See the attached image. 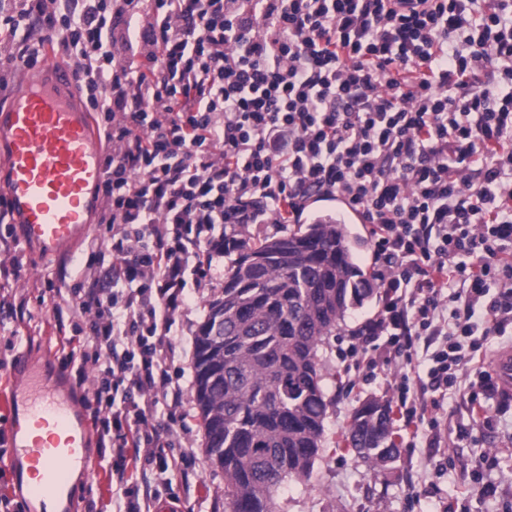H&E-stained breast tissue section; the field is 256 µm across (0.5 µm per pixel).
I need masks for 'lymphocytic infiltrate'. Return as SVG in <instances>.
Listing matches in <instances>:
<instances>
[{"label":"lymphocytic infiltrate","instance_id":"lymphocytic-infiltrate-1","mask_svg":"<svg viewBox=\"0 0 512 512\" xmlns=\"http://www.w3.org/2000/svg\"><path fill=\"white\" fill-rule=\"evenodd\" d=\"M405 2L0 0V65L56 44L112 145L93 244L114 260L59 366L97 369L115 512H150L170 469L187 286L228 227L301 223L314 195L361 211L385 305L357 339L408 364L435 346L408 417L455 386L464 338L512 325V0Z\"/></svg>","mask_w":512,"mask_h":512}]
</instances>
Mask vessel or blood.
Wrapping results in <instances>:
<instances>
[{
	"label": "vessel or blood",
	"mask_w": 512,
	"mask_h": 512,
	"mask_svg": "<svg viewBox=\"0 0 512 512\" xmlns=\"http://www.w3.org/2000/svg\"><path fill=\"white\" fill-rule=\"evenodd\" d=\"M50 80L22 75L21 92L0 107V194L16 215L24 242L45 256L74 254L89 232L104 173L99 138L75 104L71 70L49 57ZM493 369L512 389V349ZM11 384L0 388V434L7 468L25 512H74L75 485L95 460L89 425L60 368L17 349Z\"/></svg>",
	"instance_id": "vessel-or-blood-1"
}]
</instances>
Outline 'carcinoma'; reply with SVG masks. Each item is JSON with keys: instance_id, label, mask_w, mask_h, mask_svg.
Wrapping results in <instances>:
<instances>
[{"instance_id": "obj_1", "label": "carcinoma", "mask_w": 512, "mask_h": 512, "mask_svg": "<svg viewBox=\"0 0 512 512\" xmlns=\"http://www.w3.org/2000/svg\"><path fill=\"white\" fill-rule=\"evenodd\" d=\"M235 250L194 336L193 403L207 459L224 472V512H281L282 485L309 479L322 451L320 349L377 291L330 215L253 245L224 240ZM344 442L386 470L398 457L389 401L356 407Z\"/></svg>"}]
</instances>
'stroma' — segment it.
<instances>
[{
    "label": "stroma",
    "instance_id": "obj_1",
    "mask_svg": "<svg viewBox=\"0 0 512 512\" xmlns=\"http://www.w3.org/2000/svg\"><path fill=\"white\" fill-rule=\"evenodd\" d=\"M77 259L62 255L43 258L33 248H21L23 267L13 272L0 249V289L8 291L15 311L0 322V381L11 377L9 342L23 340L35 350L58 352L63 338L77 335L88 325L73 305L72 288L92 274L98 255L87 242L77 247ZM223 279L191 290L182 317L184 354L170 373L183 390L193 381V338L209 301L220 296ZM381 307L373 299L347 315L336 335L321 349L326 372L323 388L330 403L320 459L309 481L285 483L278 503L283 512H512V397L494 396L480 422L469 416V403L458 391H449L433 417L440 425L441 445L429 448V426L406 422L392 412L397 460L384 474L373 475L369 466L346 450L342 439L350 414L362 401L377 397L396 401L395 389L403 368L391 362L373 374L353 378L344 366L355 357L354 331ZM185 418L174 437V457L192 456L188 473L171 472L168 483L158 485L157 505H175L178 512H224V475L210 467L200 419L192 402L184 404ZM490 485L494 495L482 494Z\"/></svg>",
    "mask_w": 512,
    "mask_h": 512
}]
</instances>
